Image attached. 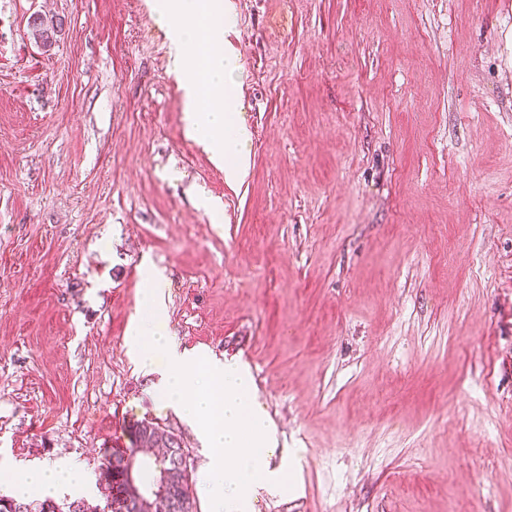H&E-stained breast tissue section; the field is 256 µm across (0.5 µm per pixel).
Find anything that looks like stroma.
I'll return each mask as SVG.
<instances>
[{"label": "stroma", "mask_w": 512, "mask_h": 512, "mask_svg": "<svg viewBox=\"0 0 512 512\" xmlns=\"http://www.w3.org/2000/svg\"><path fill=\"white\" fill-rule=\"evenodd\" d=\"M152 2L0 0V468L93 478L147 420L200 481L130 347L147 264L271 420L252 512H512V0H217L235 180Z\"/></svg>", "instance_id": "35a3bbf8"}]
</instances>
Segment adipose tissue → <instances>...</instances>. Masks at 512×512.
I'll return each mask as SVG.
<instances>
[{
  "label": "adipose tissue",
  "instance_id": "ef3b65f1",
  "mask_svg": "<svg viewBox=\"0 0 512 512\" xmlns=\"http://www.w3.org/2000/svg\"><path fill=\"white\" fill-rule=\"evenodd\" d=\"M210 2L156 0L153 12L156 23L167 32L181 73L188 127L223 162L225 175L234 179L245 168L243 144L248 132L222 93L237 86L241 66L223 49L224 30L212 24ZM202 30L207 33L203 56L194 50ZM9 482L16 498L51 497L64 489H84L87 474L77 465L54 463L11 471Z\"/></svg>",
  "mask_w": 512,
  "mask_h": 512
}]
</instances>
